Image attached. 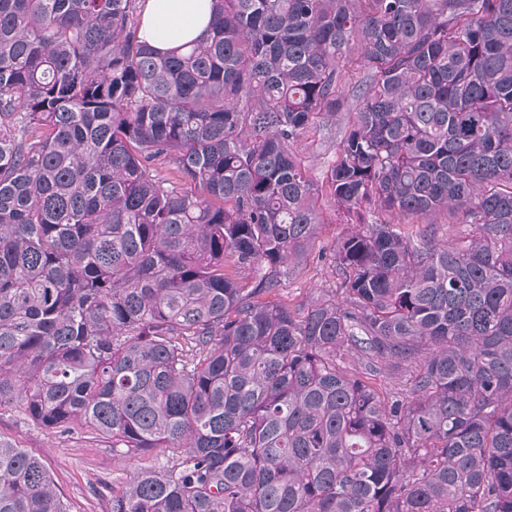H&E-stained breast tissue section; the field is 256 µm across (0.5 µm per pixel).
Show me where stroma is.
<instances>
[{
    "mask_svg": "<svg viewBox=\"0 0 512 512\" xmlns=\"http://www.w3.org/2000/svg\"><path fill=\"white\" fill-rule=\"evenodd\" d=\"M347 121V114H340L336 123L317 125L295 143L296 154L315 182H323ZM318 204L321 223L316 235L271 295L272 301L297 313L316 297L334 293L337 279L329 255L355 220L337 211L328 198H320ZM0 439L45 462L69 512H110L113 493L122 491L137 470L162 466L168 456L167 450L157 448L131 457L113 447L111 440L88 431L63 433L36 425L16 406L0 410Z\"/></svg>",
    "mask_w": 512,
    "mask_h": 512,
    "instance_id": "35a3bbf8",
    "label": "stroma"
}]
</instances>
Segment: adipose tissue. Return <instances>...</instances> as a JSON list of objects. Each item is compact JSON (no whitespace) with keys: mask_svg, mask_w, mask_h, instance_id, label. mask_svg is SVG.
Returning <instances> with one entry per match:
<instances>
[{"mask_svg":"<svg viewBox=\"0 0 512 512\" xmlns=\"http://www.w3.org/2000/svg\"><path fill=\"white\" fill-rule=\"evenodd\" d=\"M142 35L166 53L197 39L211 23L208 0H143Z\"/></svg>","mask_w":512,"mask_h":512,"instance_id":"adipose-tissue-1","label":"adipose tissue"}]
</instances>
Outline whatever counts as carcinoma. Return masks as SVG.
<instances>
[{
	"instance_id": "1",
	"label": "carcinoma",
	"mask_w": 512,
	"mask_h": 512,
	"mask_svg": "<svg viewBox=\"0 0 512 512\" xmlns=\"http://www.w3.org/2000/svg\"><path fill=\"white\" fill-rule=\"evenodd\" d=\"M211 12L161 54L138 0H0V409L167 450L111 512H512V0ZM348 88L319 185L292 147ZM324 193L392 220L299 316L260 296ZM0 512H67L2 440Z\"/></svg>"
}]
</instances>
